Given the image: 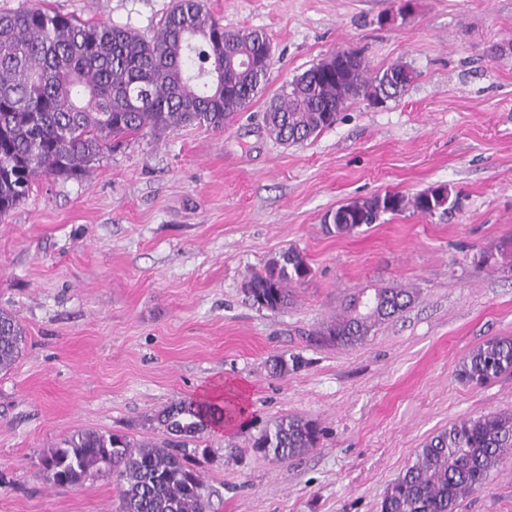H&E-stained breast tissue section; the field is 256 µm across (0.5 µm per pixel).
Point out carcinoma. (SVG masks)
<instances>
[{"label":"carcinoma","mask_w":512,"mask_h":512,"mask_svg":"<svg viewBox=\"0 0 512 512\" xmlns=\"http://www.w3.org/2000/svg\"><path fill=\"white\" fill-rule=\"evenodd\" d=\"M267 45L258 30H225L204 0H174L150 39L128 26L83 23L37 6L0 13V221L25 199L36 177L83 178L112 140L184 125L223 128L264 88L269 69L256 70L252 62ZM414 78L406 65L369 69L359 54L345 51L281 86L264 112V127L278 141L302 144L332 127L352 101L383 104ZM457 203L439 184L413 196L392 192L352 201L326 213L324 223L347 235L386 213L444 215ZM478 263L511 269L512 238L480 254ZM310 273L302 252L288 249L247 282L246 292L257 306L277 311L288 303L289 286ZM416 298L411 288L381 286L371 306L361 307L353 294L318 335L334 346L355 347ZM24 336L16 318L1 309L0 371L12 366ZM507 372L508 337L473 349L459 375L482 385ZM239 412L236 405L188 399L163 411L160 421L193 438ZM320 432L312 419L284 417L263 427L254 447L287 461L317 447ZM509 450L512 412L454 422L427 440L415 463L388 486L381 512H455ZM188 459L183 448L79 430L42 464L54 486L82 485L90 474L110 478L120 492V512H209L206 486Z\"/></svg>","instance_id":"obj_1"}]
</instances>
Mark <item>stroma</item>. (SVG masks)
<instances>
[{
	"label": "stroma",
	"mask_w": 512,
	"mask_h": 512,
	"mask_svg": "<svg viewBox=\"0 0 512 512\" xmlns=\"http://www.w3.org/2000/svg\"><path fill=\"white\" fill-rule=\"evenodd\" d=\"M35 4L149 39L173 0H0V13ZM206 5L272 45L247 109L221 130L131 137L80 179L39 176L0 223V308L26 332L0 373V512H118L110 479L50 485L43 456L79 430L179 443L160 413L215 383L239 388L246 413L196 441L212 512H380L431 436L512 411V372L482 386L458 375L472 349L512 337V272L473 261L512 237V0ZM339 50L416 77L303 144L275 141L271 97ZM437 184L460 198L447 214H387L350 235L323 223L353 200ZM291 247L309 278L288 307L258 308L246 282ZM391 284L418 297L365 343L315 340L351 294ZM286 416L319 422L317 448L288 461L252 448ZM456 512H512V451Z\"/></svg>",
	"instance_id": "1"
}]
</instances>
